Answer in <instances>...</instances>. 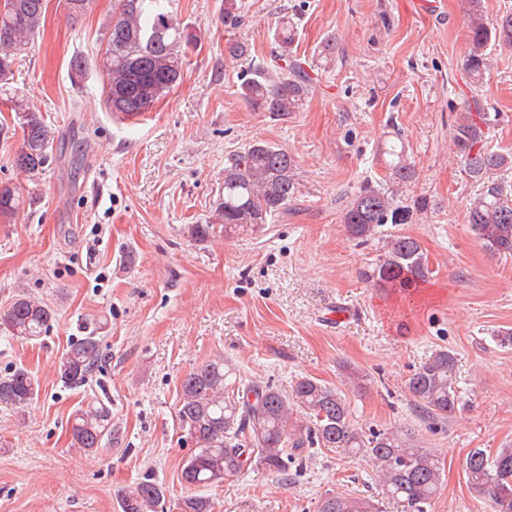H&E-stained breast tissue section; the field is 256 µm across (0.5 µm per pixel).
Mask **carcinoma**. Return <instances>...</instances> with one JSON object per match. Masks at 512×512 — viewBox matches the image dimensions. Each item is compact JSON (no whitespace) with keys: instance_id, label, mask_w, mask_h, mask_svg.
Wrapping results in <instances>:
<instances>
[{"instance_id":"carcinoma-1","label":"carcinoma","mask_w":512,"mask_h":512,"mask_svg":"<svg viewBox=\"0 0 512 512\" xmlns=\"http://www.w3.org/2000/svg\"><path fill=\"white\" fill-rule=\"evenodd\" d=\"M46 0H13L12 9L0 13V105L15 113L22 143L13 165L38 177L51 160L50 130L42 113L31 106L13 85L12 63L40 33ZM469 19L470 53L466 70L475 83L482 82L488 67L490 44L512 45V11L488 21L481 0H462ZM238 0H224V28L242 21ZM275 35L286 52L272 62L252 65L238 93L254 110L284 120L299 111L312 92L303 62L287 52L295 41V23L279 20ZM103 54L104 92L113 114L140 115L181 81L189 55L198 43L196 31L182 24L170 0H116L106 24ZM336 36H327L317 48L326 65L336 60ZM490 113L478 121L459 125L453 136L468 176L481 185L470 201L467 223L483 246L493 254L512 256V188L503 173L512 170V152L489 150L484 143ZM387 154L388 176L359 188L343 213L351 237L367 241L384 224H401L409 210L399 204L403 188L416 180L415 162L405 149L392 145ZM298 193L296 160L279 147L263 142L227 157L224 190L214 202L209 224H191L188 232L205 239L219 231L228 236L239 230L254 232L288 211ZM26 200L19 189L0 183V218H13ZM428 257L420 243L394 235L383 253L361 273L381 288L411 292L428 278ZM54 310L44 300L17 296L0 315V329L28 343L46 332ZM98 340L86 336L61 357L58 374L71 387L83 385L98 366ZM456 357L449 349L434 351L406 381L408 392L428 414L445 420L459 404L456 390ZM39 393L38 379L19 368L0 376V406L16 411L28 407ZM176 417L185 435L193 438L194 453L183 463L181 483L189 488L218 486L238 478L251 467L257 471L288 475L295 464L306 465L309 448H342L358 455L376 471L377 496L399 504L404 512H426L440 484L438 456L420 446L418 433L405 430H357L341 391L314 378L302 376L289 392L261 380H245L224 357L213 358L186 374L180 383ZM112 436V410L103 402L79 407L71 423L72 445L94 453ZM465 476L471 493L484 501L487 512H512V448L493 456L482 448L468 454ZM120 512H164L165 492L144 480L122 491ZM177 512H213L211 500L187 494L174 504ZM314 512H372L360 497L329 493L318 500Z\"/></svg>"}]
</instances>
